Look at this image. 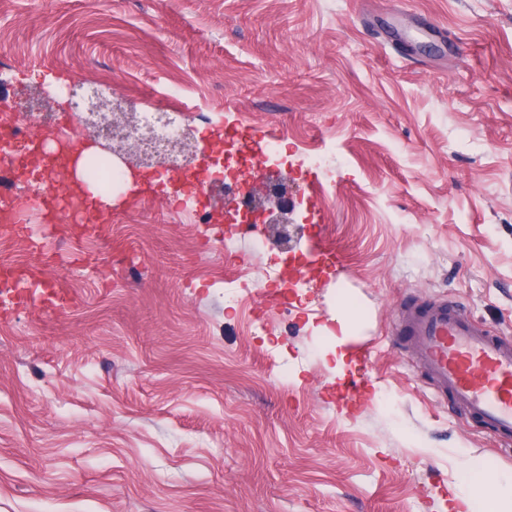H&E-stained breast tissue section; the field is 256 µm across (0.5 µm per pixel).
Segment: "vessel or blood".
Instances as JSON below:
<instances>
[{"mask_svg":"<svg viewBox=\"0 0 512 512\" xmlns=\"http://www.w3.org/2000/svg\"><path fill=\"white\" fill-rule=\"evenodd\" d=\"M397 333L436 392L498 437L512 439V339L490 334L445 301L397 310Z\"/></svg>","mask_w":512,"mask_h":512,"instance_id":"1","label":"vessel or blood"}]
</instances>
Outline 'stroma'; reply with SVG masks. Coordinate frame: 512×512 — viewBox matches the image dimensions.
Instances as JSON below:
<instances>
[{"label":"stroma","instance_id":"35a3bbf8","mask_svg":"<svg viewBox=\"0 0 512 512\" xmlns=\"http://www.w3.org/2000/svg\"><path fill=\"white\" fill-rule=\"evenodd\" d=\"M27 0L0 75L295 139L289 249L190 224L112 187L109 236L31 225L0 255L26 287L0 320V512H448L512 477V448L434 393L396 307L447 300L512 337V0ZM342 255L314 277L315 239ZM241 300L227 307L224 287ZM348 311V336L322 325ZM342 342L343 372L324 352ZM363 394L348 399L342 381Z\"/></svg>","mask_w":512,"mask_h":512}]
</instances>
